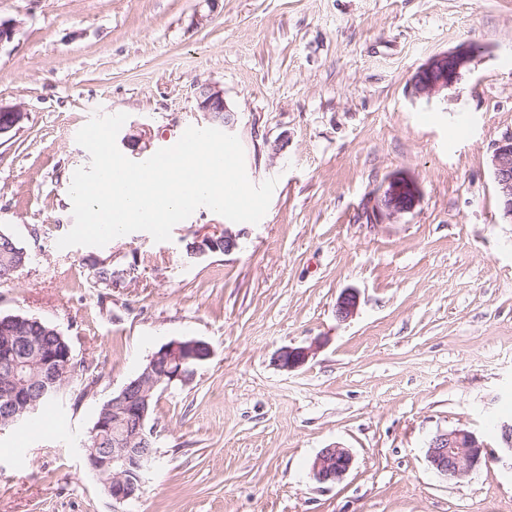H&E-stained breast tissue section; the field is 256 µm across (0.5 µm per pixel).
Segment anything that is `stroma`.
<instances>
[{
  "label": "stroma",
  "instance_id": "1",
  "mask_svg": "<svg viewBox=\"0 0 512 512\" xmlns=\"http://www.w3.org/2000/svg\"><path fill=\"white\" fill-rule=\"evenodd\" d=\"M0 20L16 26L0 103L25 114L0 139V230L30 256L0 282V315L55 325L100 376L61 424L0 435V512H113L81 443L174 339L212 354L159 389L157 457L122 512H512V458L458 482L426 460L456 427L500 450L512 419V222L490 164L512 129V0H0ZM467 42L483 53L458 84L412 94L431 56ZM203 84L238 116L249 180L276 182L261 221L202 207L166 242L58 248L90 163L78 130L123 113L151 154L203 125ZM394 175L417 206L369 218ZM227 225L237 249L187 259V240ZM94 258L137 277L99 288ZM310 345L302 368L276 366ZM334 443L353 464L323 484L310 467ZM315 347H284L276 355L277 365L285 371H294L302 367L311 355Z\"/></svg>",
  "mask_w": 512,
  "mask_h": 512
}]
</instances>
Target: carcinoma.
Masks as SVG:
<instances>
[{
    "label": "carcinoma",
    "mask_w": 512,
    "mask_h": 512,
    "mask_svg": "<svg viewBox=\"0 0 512 512\" xmlns=\"http://www.w3.org/2000/svg\"><path fill=\"white\" fill-rule=\"evenodd\" d=\"M29 261L25 248L7 232L0 231V280H10L17 273L16 266L20 261ZM93 278L98 286L112 288L115 279L126 280L130 271L117 269L110 264L93 261ZM71 345L69 338L58 333V329L50 323L37 318L20 316V320L5 323L0 321V375L6 372L3 360L16 359L21 365L19 374L27 382L35 386L32 393L36 400L37 416L41 411L64 402L74 393L75 386H80L79 397H84L98 384L99 377L84 366L77 369L75 358H62L56 362L57 369L50 375L37 364L36 352L41 347L61 350Z\"/></svg>",
    "instance_id": "obj_1"
}]
</instances>
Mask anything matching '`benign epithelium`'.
Segmentation results:
<instances>
[{
    "label": "benign epithelium",
    "mask_w": 512,
    "mask_h": 512,
    "mask_svg": "<svg viewBox=\"0 0 512 512\" xmlns=\"http://www.w3.org/2000/svg\"><path fill=\"white\" fill-rule=\"evenodd\" d=\"M482 53V46L469 42L455 50L431 57L413 76V94L430 97L435 93L457 84L463 73L470 69L473 61ZM197 111L212 127L232 131L238 118L224 99V89L206 84L195 93ZM25 113L17 107L0 104V137L9 135L24 119ZM491 168L496 193L503 217L512 221V129L504 132L494 144ZM418 188L414 182L399 176L387 180L380 196L377 197L378 214L394 218L413 209L418 200ZM358 293L350 288L337 300L336 316L347 320L357 313ZM207 344L201 340H173L163 344L147 359L140 373L118 392L112 394V404L121 405L126 417H116L125 427L124 438L118 447L108 454L100 448L84 449L88 467L97 475L111 473L103 482L112 505H123L140 499L146 484V476L153 462L156 450L147 446L154 437V430L148 427L149 401L157 386L165 382L185 383L192 374L182 368L191 360L203 361L201 350ZM313 347H284L276 355L277 365L285 371L302 367L313 354ZM22 380L15 375L0 384L4 395L11 402L25 398L21 393ZM427 460L431 467L449 481L465 478L474 468L487 462V444L466 428L436 433L427 448ZM353 464V456L340 445H330L315 457L311 473L321 483H336L343 479Z\"/></svg>",
    "instance_id": "7a95c632"
}]
</instances>
